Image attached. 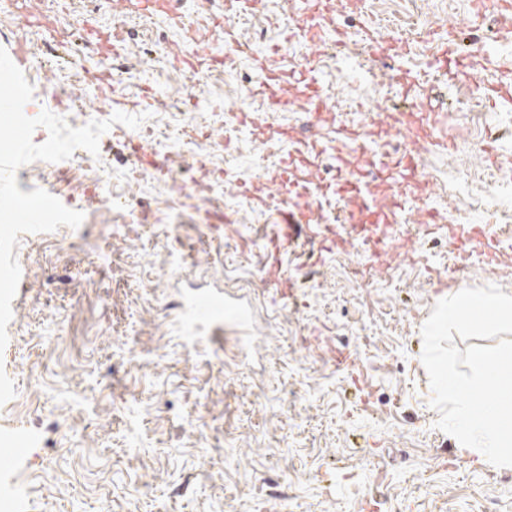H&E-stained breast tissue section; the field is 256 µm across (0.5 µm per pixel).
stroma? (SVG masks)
I'll use <instances>...</instances> for the list:
<instances>
[{
  "mask_svg": "<svg viewBox=\"0 0 512 512\" xmlns=\"http://www.w3.org/2000/svg\"><path fill=\"white\" fill-rule=\"evenodd\" d=\"M25 2L0 15V47L23 37L32 49L33 115L47 110L72 125L119 110L142 116L130 135L143 152L211 191L175 212L182 182L143 178L119 137L101 138L95 156L79 149L18 170L21 191L44 189L84 220L21 234L13 249L21 277L0 351V453L21 435L32 443L0 464V512H363L368 502L376 512H512V469L472 464L437 428L421 335L448 290L495 284L512 295V260L459 278L444 231L414 213L410 226H399L386 268L370 277L362 273L369 257L355 247L319 258L309 245L284 254L296 288L280 298L261 283L263 236L280 221L267 203L277 192L270 174L303 139L299 114L242 93L249 54L211 61L222 5L186 4L200 59L191 74L174 63L168 48L180 37L161 18L104 15L99 0H73L97 34L118 22L130 35L104 98L85 89L84 74L99 71L100 57L83 52L70 14L50 17L60 45L48 50L22 24L39 18L38 0ZM470 11V0H343L331 23L405 34L418 17L467 27ZM233 25L252 50L279 47L284 80H304L292 59L309 52L320 58L323 89L363 103V111L321 112L313 121L312 137L335 140L340 158L352 156L342 129L363 139L378 131L382 113L367 111L377 99L394 112L412 109L400 87L360 67L357 51L338 59L328 42L287 40L282 0H257ZM154 46L161 56H148ZM191 76L198 92L185 88ZM59 85L68 96H56ZM432 86L433 104L449 113L461 140L424 154L415 193L445 218L461 212L471 224L498 223L500 209L512 208V174L489 167L466 141L481 128L484 144L512 155V103L487 105L462 122L451 115L457 82L440 75ZM238 107L257 130L231 132L206 119ZM276 131L292 141L270 146L265 137ZM165 137L216 147L201 171L190 155L159 150ZM103 165L111 183L96 179ZM440 273L447 285L433 287ZM217 286L253 311L247 355L232 322L195 342L183 333V296ZM132 349L141 367L129 365ZM345 353L355 356L353 367L338 366Z\"/></svg>",
  "mask_w": 512,
  "mask_h": 512,
  "instance_id": "obj_1",
  "label": "stroma"
}]
</instances>
